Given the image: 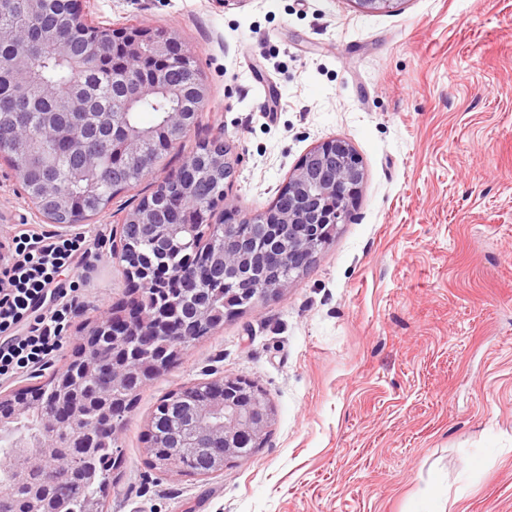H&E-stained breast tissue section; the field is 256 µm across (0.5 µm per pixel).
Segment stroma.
<instances>
[{"mask_svg":"<svg viewBox=\"0 0 512 512\" xmlns=\"http://www.w3.org/2000/svg\"><path fill=\"white\" fill-rule=\"evenodd\" d=\"M194 51L197 126L83 224L90 241L59 356L130 300L111 257L122 223L203 143L223 136L239 216L267 209L315 145L350 143L363 180L308 270L242 307L144 387L119 430L109 512H512V0H85ZM46 229L0 160V246ZM218 376L258 385L273 420L250 460L199 478L153 468L157 400Z\"/></svg>","mask_w":512,"mask_h":512,"instance_id":"1","label":"stroma"}]
</instances>
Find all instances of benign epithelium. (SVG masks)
Instances as JSON below:
<instances>
[{
    "label": "benign epithelium",
    "mask_w": 512,
    "mask_h": 512,
    "mask_svg": "<svg viewBox=\"0 0 512 512\" xmlns=\"http://www.w3.org/2000/svg\"><path fill=\"white\" fill-rule=\"evenodd\" d=\"M362 11L376 13L387 11L398 0H355ZM90 41L98 49L111 44L118 52L130 59L143 55L144 47L152 48V57L158 64L148 77L135 82L127 89V102L139 100L158 92H175L169 83L166 71L168 59L172 57L194 58L190 50L183 47L172 34H163L146 24L129 29L122 25L112 32L94 33ZM44 94L68 113L82 107L81 93L59 97L52 88ZM198 111L167 112L161 128L165 134V148L179 145L191 128L199 122L200 110L206 101V89L198 83ZM99 121L120 130L118 148L128 162L154 168V157L146 155V148L156 140V129L132 128L122 120L120 112H101ZM71 145L85 157L83 168L89 173L98 168V157L102 147L82 137L80 128L73 124L65 130ZM210 166L233 172L232 164L223 153L213 147L207 155ZM363 178L362 162L355 149L348 142L333 139L311 148L300 163L288 174L276 198H288V208L277 211L270 207L247 218L252 224H264L271 234L272 250L267 253L255 252L247 237L228 234L231 225L224 223L235 218L231 200L224 199V214L218 222L209 224L213 240L218 248L210 250L206 265L188 262L172 275L182 288H190L205 270L210 277H220L233 271H258L268 264H288L293 272H302L316 258L321 245L329 239L332 229L342 223L349 214L358 186ZM154 218V206L145 200L136 210L128 214L124 222L138 227H149ZM200 229L198 224H184L182 220L168 225L173 238L194 236ZM129 278L136 280L135 292L143 288L157 287L162 271L145 275L142 269H127ZM288 286L280 282L273 288H258L243 293L242 302L256 303ZM196 327L184 331L178 327L169 328V320L162 311L143 307L137 302L122 313L106 312L92 322L87 334L73 350L67 363L50 373L39 388L0 391V431H13L17 421L38 408L43 418L45 431L36 443L18 438L13 449L0 455V476L23 481L33 471H41L43 487L32 490L28 499V512H68L67 503L50 497L45 490L70 479L82 470L83 462L75 458L66 465L45 466L53 449L110 448L115 445L117 433L125 416L130 412L137 393L156 375L165 370L174 360L169 355H156L153 343L156 337L165 333L187 346L200 334L223 324V319L209 308H202L196 314ZM110 341V350L101 346L102 340ZM209 398L199 404L196 413L188 419L187 428L191 446L210 448L211 469L203 476L210 477L224 473V465L231 461H246L253 452L243 447V439L250 437L263 440L271 424L272 410L262 391L251 381L236 384L226 382L222 377L208 380ZM89 397L95 401L112 405V417L97 425L87 424L85 404L75 403L68 415L60 417L61 399L71 395Z\"/></svg>",
    "instance_id": "benign-epithelium-1"
}]
</instances>
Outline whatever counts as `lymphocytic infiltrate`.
<instances>
[{"label":"lymphocytic infiltrate","mask_w":512,"mask_h":512,"mask_svg":"<svg viewBox=\"0 0 512 512\" xmlns=\"http://www.w3.org/2000/svg\"><path fill=\"white\" fill-rule=\"evenodd\" d=\"M87 251L82 234L57 236L22 231L0 263V382L60 350L66 339L78 285L55 283L58 271Z\"/></svg>","instance_id":"1"}]
</instances>
